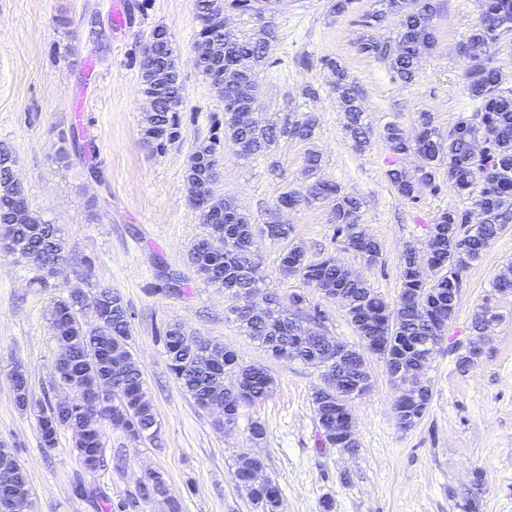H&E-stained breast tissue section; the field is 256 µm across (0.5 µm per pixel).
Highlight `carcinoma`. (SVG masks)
<instances>
[{"instance_id": "obj_1", "label": "carcinoma", "mask_w": 512, "mask_h": 512, "mask_svg": "<svg viewBox=\"0 0 512 512\" xmlns=\"http://www.w3.org/2000/svg\"><path fill=\"white\" fill-rule=\"evenodd\" d=\"M383 9L367 13L362 25L372 27L390 14L398 18L397 36L392 42L395 52L384 49L386 40L368 37L358 46V52L367 58L386 63L397 80L410 84L416 80L423 55L436 41L433 17L435 0H419V8L408 11L406 0H380ZM512 33V0H479L477 23L469 34L467 44L474 64L461 68L459 79L463 90L473 102L472 112L481 115L482 124L471 125L466 117L458 119L441 139L433 113L417 115L416 131L408 137L396 124L384 129L383 137L396 154L412 152L421 164L410 175L397 168L388 171L389 182L403 197L414 200L422 188L438 190L439 170L445 169L448 187L458 195L475 197V209H448L437 218L424 247L409 249L400 264L401 289L395 304L384 301L366 282L355 278L333 257L310 260L304 247L291 243L281 254L280 266L284 273L299 277L304 283L325 296L343 290L345 311L359 338V345L348 346L346 358L336 362V353L319 341L291 331L296 320L280 311L268 312L256 320L242 322L248 336L274 357L297 360L320 373V377L334 378L336 385L319 387L313 393V404L319 425L328 441L336 439V405L342 403L336 388H354L369 379L367 366L357 360L358 350L366 345L369 336H387V347L378 355L386 374L416 365L420 377L410 385L425 387L424 402L410 407L399 401L398 416L416 423L429 408L432 399L430 381L425 371L436 347L435 337L442 335L454 318L459 304L462 279L473 262L479 260L490 244L512 223V90L498 83L496 39ZM157 53L153 61L174 53L168 34L156 29L150 35ZM224 53L243 62L223 71H206L204 75L216 86V93L224 100H240V111L224 112V134L243 141L256 155L269 150L282 139L301 142L312 139L315 120L312 118H284L280 122L249 124L244 110L258 95L255 70L265 63L268 47L252 40L230 38ZM336 76L334 87L345 114V130L353 146L361 150L370 142L371 128L365 122V107L358 90L346 71L330 62ZM157 111L146 118L145 139L162 147L180 134V108L183 103V83H169L158 91ZM486 141L489 151L475 160V143ZM215 159L213 145L200 143L190 156L186 179L195 180L202 190L209 191L203 171L206 160ZM12 151L0 144V249L20 248L32 254L38 268L52 277L58 270L54 260H67V242L52 224L35 214L10 180ZM298 206L317 200L333 202L332 221L336 224V239L342 246L360 255L367 263L378 261L380 246L358 224L360 201L342 191L338 184L316 179L304 190H290L280 200ZM224 216L238 227L237 242L224 240V225L208 224L207 237L198 241L190 252V260L199 276L208 283L226 286V280L235 276L248 264H253L255 275L261 276L259 264L253 263L249 245L253 244L254 225L250 218L238 211L235 203L222 201ZM103 306L98 312L100 328L88 331L77 321V298L58 297L52 307L56 327L58 359L69 367V378L63 385L78 392H92L100 385L112 389L109 412L96 419L81 406L57 410L48 401L36 399L27 381L16 380L14 385L17 405L32 411L37 417L43 447L53 448L58 431L68 428L75 434V448L84 466L95 470L105 462L102 421L121 430L131 442L152 440L157 436L158 424L153 407L146 399L145 381L136 365L129 345V309L123 298L103 288ZM185 329L174 324L167 327L163 341L169 366L187 393L200 405L222 407L224 422L237 423L240 409L267 397L273 379L258 365H241L231 350L199 339L194 350L183 346ZM8 461L13 482L24 487L28 477L24 467L7 448H0V464ZM264 470L262 459L242 456L234 471L235 482L246 493L257 512H278L281 491L270 479L252 481V474ZM161 498L168 512H182L179 501L167 497V482L163 473L152 472L139 483L137 496L117 504L106 503L117 512H136L140 503Z\"/></svg>"}]
</instances>
